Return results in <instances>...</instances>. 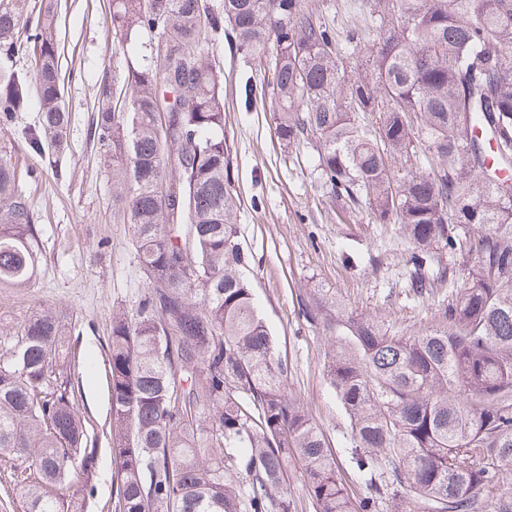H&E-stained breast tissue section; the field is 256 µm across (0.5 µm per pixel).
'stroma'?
Here are the masks:
<instances>
[{
    "mask_svg": "<svg viewBox=\"0 0 512 512\" xmlns=\"http://www.w3.org/2000/svg\"><path fill=\"white\" fill-rule=\"evenodd\" d=\"M111 12V0H61L64 101L72 114L69 150L53 164L23 158L12 146L13 127L0 125V158L33 171L22 188L34 196L43 238L27 286H0V355L15 345L19 326L36 311L52 308L67 321L79 407L100 448L86 512H111L106 352L112 313L132 308L148 287L130 231L112 205L104 151L86 140L103 81L125 74L124 51L112 42ZM207 48L224 81L226 127L237 153L238 224L256 259V301L292 369L291 392L323 432L342 477L355 483L347 461L349 419L324 375L327 345L299 317L296 296L316 285L388 330L419 332L439 325V314L452 299L449 287L439 283L428 295H413L406 284L410 249L399 225L372 223L364 211L338 218L312 149L282 148L273 136L271 112L240 109L239 86L260 80L255 67L233 56L223 36H210Z\"/></svg>",
    "mask_w": 512,
    "mask_h": 512,
    "instance_id": "35a3bbf8",
    "label": "stroma"
}]
</instances>
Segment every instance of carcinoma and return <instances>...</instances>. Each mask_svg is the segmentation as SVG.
Returning a JSON list of instances; mask_svg holds the SVG:
<instances>
[{
	"label": "carcinoma",
	"mask_w": 512,
	"mask_h": 512,
	"mask_svg": "<svg viewBox=\"0 0 512 512\" xmlns=\"http://www.w3.org/2000/svg\"><path fill=\"white\" fill-rule=\"evenodd\" d=\"M352 6L364 24L342 38L324 0H112L113 40L144 54L126 57L121 85L103 82L89 137L112 157V203L150 282L112 316V512H295L296 468L314 512H512V179L500 175L512 169V0ZM217 33L263 71L239 87L240 108H268L283 147L310 145L341 212L401 225L413 294L454 286L442 325L409 336L322 288L297 298L330 338L326 380L350 420L357 498L290 394L252 292L224 84L205 48ZM341 40L359 59L352 73ZM21 49L32 76L14 66ZM58 61L57 0H0V124L37 97L34 123L17 130L31 157L66 146ZM19 181L1 158V286L26 285L40 250ZM173 181L178 209L159 194ZM69 363L52 311L0 356V456L27 463V512H84L92 489L99 448L60 382Z\"/></svg>",
	"instance_id": "1"
}]
</instances>
